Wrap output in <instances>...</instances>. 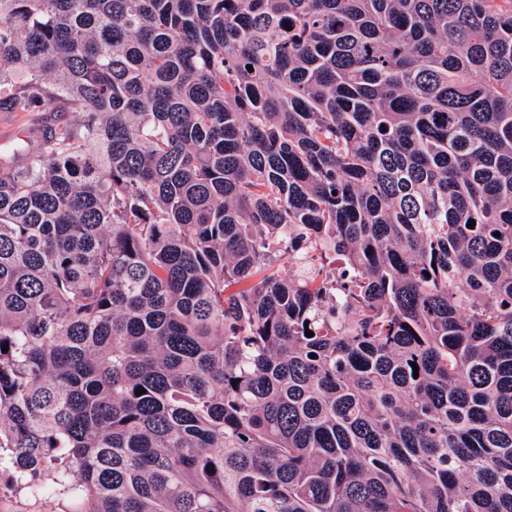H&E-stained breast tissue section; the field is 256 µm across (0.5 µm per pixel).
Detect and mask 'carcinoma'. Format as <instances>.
<instances>
[{"instance_id": "obj_1", "label": "carcinoma", "mask_w": 512, "mask_h": 512, "mask_svg": "<svg viewBox=\"0 0 512 512\" xmlns=\"http://www.w3.org/2000/svg\"><path fill=\"white\" fill-rule=\"evenodd\" d=\"M0 112L16 490L512 512V0H0ZM72 112H0V147L18 141H28L34 132L37 135L57 124L75 120Z\"/></svg>"}]
</instances>
